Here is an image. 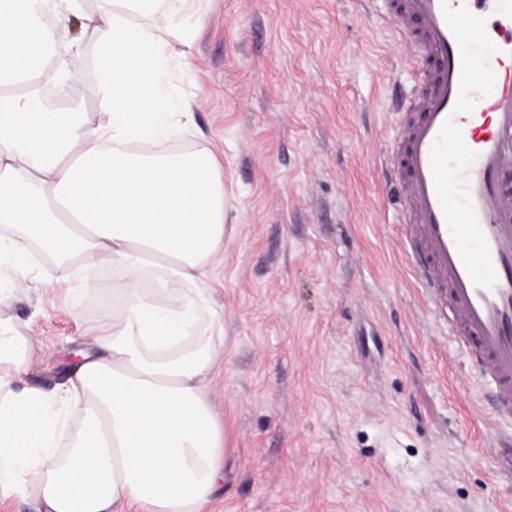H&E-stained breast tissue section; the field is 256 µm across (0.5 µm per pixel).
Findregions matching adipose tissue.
Listing matches in <instances>:
<instances>
[{
  "mask_svg": "<svg viewBox=\"0 0 512 512\" xmlns=\"http://www.w3.org/2000/svg\"><path fill=\"white\" fill-rule=\"evenodd\" d=\"M185 2L100 0L89 31L107 120L95 123L43 104L83 0H0V266L14 289L42 262L113 299L85 329L95 355L59 391L14 390L35 343L0 316V493L38 512H205L224 478L210 393L224 171L209 148L173 144L192 112L170 94V64L191 69L201 24Z\"/></svg>",
  "mask_w": 512,
  "mask_h": 512,
  "instance_id": "ef3b65f1",
  "label": "adipose tissue"
}]
</instances>
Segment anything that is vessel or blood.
Segmentation results:
<instances>
[{"instance_id":"1","label":"vessel or blood","mask_w":512,"mask_h":512,"mask_svg":"<svg viewBox=\"0 0 512 512\" xmlns=\"http://www.w3.org/2000/svg\"><path fill=\"white\" fill-rule=\"evenodd\" d=\"M419 80L386 170L434 319L512 424V0H389Z\"/></svg>"}]
</instances>
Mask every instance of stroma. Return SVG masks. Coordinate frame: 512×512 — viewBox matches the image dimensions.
I'll use <instances>...</instances> for the list:
<instances>
[{
	"label": "stroma",
	"instance_id": "obj_1",
	"mask_svg": "<svg viewBox=\"0 0 512 512\" xmlns=\"http://www.w3.org/2000/svg\"><path fill=\"white\" fill-rule=\"evenodd\" d=\"M385 0H192L202 14L185 147L224 166V317L212 383L224 480L207 512H512L485 388L435 322L401 248L382 168L416 72ZM70 99L103 119L94 51L72 20ZM107 292L42 277L7 308L35 340L16 388L69 377Z\"/></svg>",
	"mask_w": 512,
	"mask_h": 512
}]
</instances>
